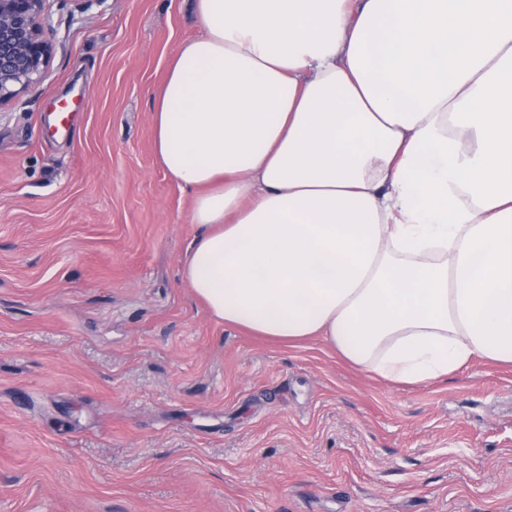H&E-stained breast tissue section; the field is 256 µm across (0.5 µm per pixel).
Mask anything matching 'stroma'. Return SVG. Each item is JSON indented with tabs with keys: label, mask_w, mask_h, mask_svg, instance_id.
<instances>
[{
	"label": "stroma",
	"mask_w": 512,
	"mask_h": 512,
	"mask_svg": "<svg viewBox=\"0 0 512 512\" xmlns=\"http://www.w3.org/2000/svg\"><path fill=\"white\" fill-rule=\"evenodd\" d=\"M41 22L56 51L0 108V512H512V365L393 384L183 280L202 228L151 107L192 0Z\"/></svg>",
	"instance_id": "1"
}]
</instances>
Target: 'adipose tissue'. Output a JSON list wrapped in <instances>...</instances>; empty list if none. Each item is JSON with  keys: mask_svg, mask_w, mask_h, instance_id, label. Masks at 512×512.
Masks as SVG:
<instances>
[{"mask_svg": "<svg viewBox=\"0 0 512 512\" xmlns=\"http://www.w3.org/2000/svg\"><path fill=\"white\" fill-rule=\"evenodd\" d=\"M151 108L225 325L394 383L512 363V0H195Z\"/></svg>", "mask_w": 512, "mask_h": 512, "instance_id": "obj_1", "label": "adipose tissue"}]
</instances>
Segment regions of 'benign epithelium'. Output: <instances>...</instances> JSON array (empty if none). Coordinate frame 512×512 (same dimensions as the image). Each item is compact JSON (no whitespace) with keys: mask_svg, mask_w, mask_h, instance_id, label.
<instances>
[{"mask_svg":"<svg viewBox=\"0 0 512 512\" xmlns=\"http://www.w3.org/2000/svg\"><path fill=\"white\" fill-rule=\"evenodd\" d=\"M45 0H0V107L40 82L55 44L38 18Z\"/></svg>","mask_w":512,"mask_h":512,"instance_id":"obj_1","label":"benign epithelium"}]
</instances>
